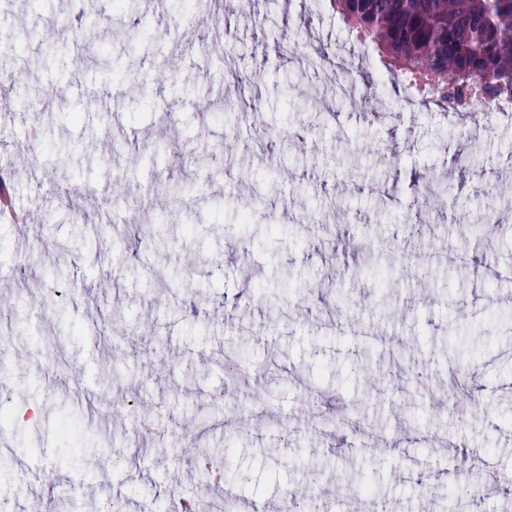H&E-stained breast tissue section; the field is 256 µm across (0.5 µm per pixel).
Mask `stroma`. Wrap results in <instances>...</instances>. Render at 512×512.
<instances>
[{
	"mask_svg": "<svg viewBox=\"0 0 512 512\" xmlns=\"http://www.w3.org/2000/svg\"><path fill=\"white\" fill-rule=\"evenodd\" d=\"M194 10L204 16L198 34L184 33L174 0H123L116 12L109 0H83L78 13L71 0H0V43L25 40L32 16L54 34L80 16L112 53L105 68L89 50L75 56L40 34L28 52L41 63L22 80L11 76L14 57H0V93L18 103L0 168L14 171L16 203L34 217L0 221V349L15 367L0 407L13 417L0 449L10 461L0 512H101L116 496L128 512H162L168 486L211 512L198 466L180 464L197 439L234 448L224 483L247 507L276 510L305 487L308 512H358V491L339 503L331 495L336 459L382 485L377 505L458 512L483 460L512 472V122L487 132L465 112L451 121L433 105L400 111L402 87L378 53L365 60L354 50L329 0H196ZM223 26L232 36L217 57L207 45ZM294 42L304 52L291 54ZM335 55L372 81L383 113L343 102L325 62ZM173 63L179 78L158 80ZM229 64L251 78L258 111H225ZM50 83L66 86L80 121L29 109V90ZM199 100L210 109L198 111ZM456 152L467 177L451 165ZM64 158L69 186L42 194L39 179ZM175 169L192 190L170 210L155 188ZM491 201L499 222L460 234ZM247 204L255 221L238 223ZM162 213L198 235L164 251L104 252L108 222L125 230ZM338 228L361 261L390 248L433 251L441 238L495 266L475 270L434 251L445 278L420 267L410 280L381 266L354 278L332 249ZM54 265L65 271L61 317L40 303ZM459 289L457 313L445 299ZM228 341L239 364L230 375ZM452 363L480 373L486 418L416 395L419 382L448 387ZM138 387L164 400L153 437L163 455L136 450L129 403ZM313 400L347 415L348 438L390 451L330 447L310 419ZM451 442L466 444L470 459L448 478L439 471ZM412 462L428 474L427 496L403 476Z\"/></svg>",
	"mask_w": 512,
	"mask_h": 512,
	"instance_id": "35a3bbf8",
	"label": "stroma"
}]
</instances>
